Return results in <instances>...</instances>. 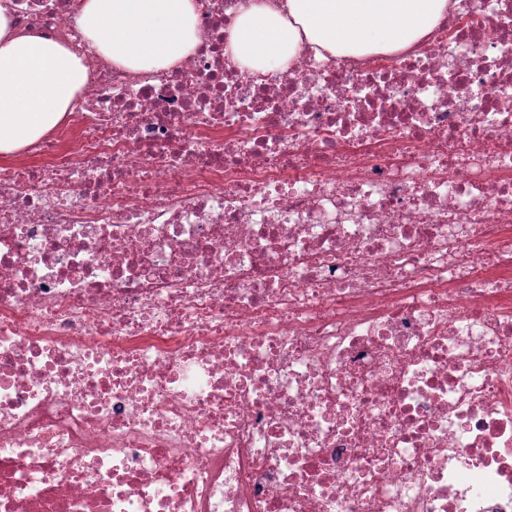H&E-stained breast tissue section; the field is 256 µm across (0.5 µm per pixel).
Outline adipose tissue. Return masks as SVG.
I'll use <instances>...</instances> for the list:
<instances>
[{"label":"adipose tissue","instance_id":"obj_1","mask_svg":"<svg viewBox=\"0 0 512 512\" xmlns=\"http://www.w3.org/2000/svg\"><path fill=\"white\" fill-rule=\"evenodd\" d=\"M448 0H247L230 33L239 63L285 65L301 48L362 55L404 49L427 34ZM91 48L134 72L166 70L198 43L195 0H84L79 18ZM87 80L62 43L19 34L0 7V156L59 126Z\"/></svg>","mask_w":512,"mask_h":512}]
</instances>
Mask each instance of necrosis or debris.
I'll use <instances>...</instances> for the list:
<instances>
[{
    "label": "necrosis or debris",
    "mask_w": 512,
    "mask_h": 512,
    "mask_svg": "<svg viewBox=\"0 0 512 512\" xmlns=\"http://www.w3.org/2000/svg\"><path fill=\"white\" fill-rule=\"evenodd\" d=\"M241 2L0 166V512H512V0L267 73Z\"/></svg>",
    "instance_id": "necrosis-or-debris-1"
}]
</instances>
